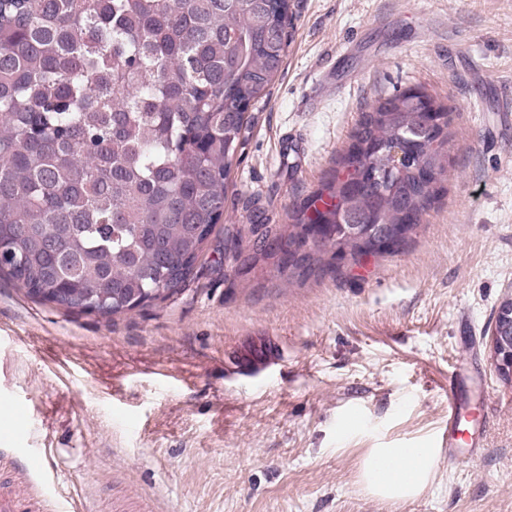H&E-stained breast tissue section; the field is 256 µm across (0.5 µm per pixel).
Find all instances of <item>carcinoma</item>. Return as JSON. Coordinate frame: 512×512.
Returning <instances> with one entry per match:
<instances>
[{
    "label": "carcinoma",
    "instance_id": "obj_1",
    "mask_svg": "<svg viewBox=\"0 0 512 512\" xmlns=\"http://www.w3.org/2000/svg\"><path fill=\"white\" fill-rule=\"evenodd\" d=\"M290 0H0V271L35 298L110 320L127 303L184 290L224 214L249 107L282 71ZM423 92L376 99L292 224H251L303 257L276 264L304 283L357 263L370 246L348 218L412 234L440 196L451 133L439 111L420 124ZM412 163L388 184L384 146ZM105 293L108 305L83 308Z\"/></svg>",
    "mask_w": 512,
    "mask_h": 512
}]
</instances>
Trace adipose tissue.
<instances>
[{
  "mask_svg": "<svg viewBox=\"0 0 512 512\" xmlns=\"http://www.w3.org/2000/svg\"><path fill=\"white\" fill-rule=\"evenodd\" d=\"M437 463L434 448H373L362 462L360 480L371 495L404 502L428 487Z\"/></svg>",
  "mask_w": 512,
  "mask_h": 512,
  "instance_id": "ef3b65f1",
  "label": "adipose tissue"
}]
</instances>
